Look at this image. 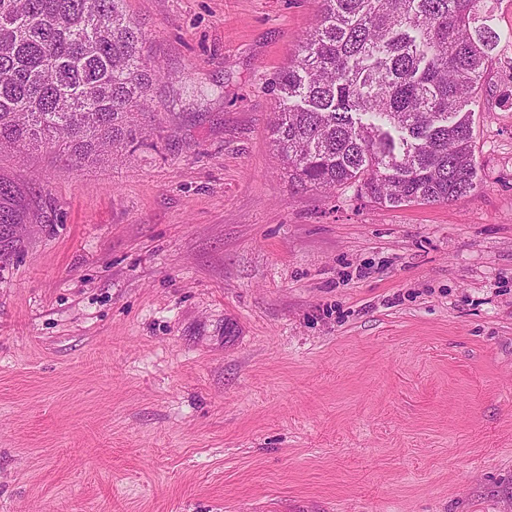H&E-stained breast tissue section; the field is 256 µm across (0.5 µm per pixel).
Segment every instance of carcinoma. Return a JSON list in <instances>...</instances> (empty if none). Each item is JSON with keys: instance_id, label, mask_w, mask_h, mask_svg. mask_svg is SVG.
<instances>
[{"instance_id": "obj_1", "label": "carcinoma", "mask_w": 512, "mask_h": 512, "mask_svg": "<svg viewBox=\"0 0 512 512\" xmlns=\"http://www.w3.org/2000/svg\"><path fill=\"white\" fill-rule=\"evenodd\" d=\"M279 75L274 147L304 187L353 183L401 207L475 189L478 95L501 34L481 0H319ZM124 0H0V148L66 171L137 138L154 66Z\"/></svg>"}]
</instances>
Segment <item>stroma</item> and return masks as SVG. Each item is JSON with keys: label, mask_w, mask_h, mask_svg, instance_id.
<instances>
[{"label": "stroma", "mask_w": 512, "mask_h": 512, "mask_svg": "<svg viewBox=\"0 0 512 512\" xmlns=\"http://www.w3.org/2000/svg\"><path fill=\"white\" fill-rule=\"evenodd\" d=\"M318 0H125L121 161L0 154V512H512V0L476 188L288 177L270 84Z\"/></svg>", "instance_id": "stroma-1"}]
</instances>
